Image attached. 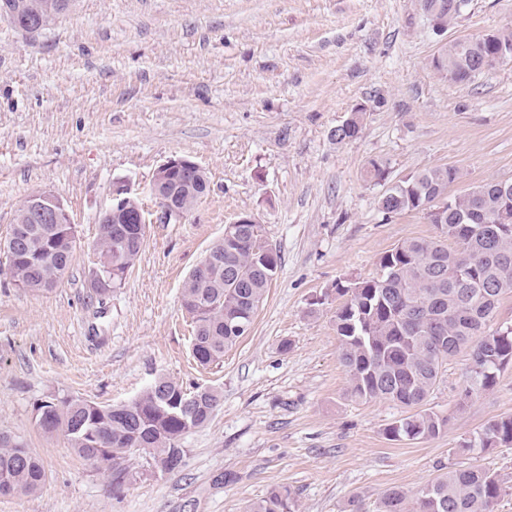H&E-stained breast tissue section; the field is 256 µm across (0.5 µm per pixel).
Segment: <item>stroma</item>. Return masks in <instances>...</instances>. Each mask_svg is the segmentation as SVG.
<instances>
[{
  "mask_svg": "<svg viewBox=\"0 0 512 512\" xmlns=\"http://www.w3.org/2000/svg\"><path fill=\"white\" fill-rule=\"evenodd\" d=\"M504 29L512 0H466L443 34L418 0H73L37 34L0 19V243L20 203L43 190L62 197L77 231L70 269L44 293L18 288L0 255V433L46 472L40 491L0 494V512H248L282 487L296 512H349L354 499L376 512L388 489L412 495L475 464L501 476L496 512H512V448H459L512 416V368L465 401L471 359L460 352L428 399L447 431L388 440L403 409L350 397L333 292L374 275L398 243L437 235L423 213L380 210L370 160L394 182L458 169L452 195L512 180V62L462 83L432 66L445 42ZM360 103L371 107L360 133L337 142ZM174 156L199 164L209 191L163 224L147 188ZM118 180L138 190L149 223L124 286L98 298L93 245ZM243 213L281 265L251 331L204 368L183 283ZM319 295L325 304L312 306ZM160 375L220 395L213 418L181 439L178 471L138 451L117 491L36 424L44 400L119 403Z\"/></svg>",
  "mask_w": 512,
  "mask_h": 512,
  "instance_id": "obj_1",
  "label": "stroma"
}]
</instances>
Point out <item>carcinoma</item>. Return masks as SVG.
<instances>
[{
  "instance_id": "carcinoma-1",
  "label": "carcinoma",
  "mask_w": 512,
  "mask_h": 512,
  "mask_svg": "<svg viewBox=\"0 0 512 512\" xmlns=\"http://www.w3.org/2000/svg\"><path fill=\"white\" fill-rule=\"evenodd\" d=\"M71 0H0V18L27 33H37L65 14ZM512 50V30L479 39L457 38L441 53L434 70L455 82L470 81L485 71L484 61ZM460 179L448 166L427 168L386 188L381 211L398 215L419 211L426 202L446 201L435 224L434 239H408L383 254L375 276L336 284L344 298L336 308L340 359L349 375L350 396L361 401L385 399L407 414L385 429L393 441H417L447 430L448 418L427 407L448 359L468 350L471 370L462 389L465 400L492 389L502 371L512 366V324L489 327L502 299L512 294V223L495 217L512 212V190L489 181L468 191L448 194ZM206 173L183 177L180 203L193 207L206 194ZM232 240L208 251L207 273L190 276L183 305L195 320L193 343L197 362L208 366L224 357L244 332L228 326L225 315L238 313L252 327L256 311L280 266L277 250L260 224H233ZM453 246H448V243ZM73 224H36L24 208L16 211L11 236L3 244L10 275L17 286L39 292L61 281L73 260ZM143 243L123 242L116 225H100L94 244L98 262L90 286L107 295L124 285ZM220 398L210 388L185 390L160 376L131 401L101 405L80 398H52L37 407L38 428L48 436L63 435L70 446L94 464L101 453L112 460V485L128 475L126 458L148 449L155 462L173 472L183 464L179 440L210 421ZM459 447L479 455L512 447V417L488 421ZM46 475L39 459L24 444L0 434V486L12 493H31ZM504 491L500 475L482 467L450 469L410 497L389 489L377 512H495ZM250 512H295L288 488L271 491Z\"/></svg>"
}]
</instances>
